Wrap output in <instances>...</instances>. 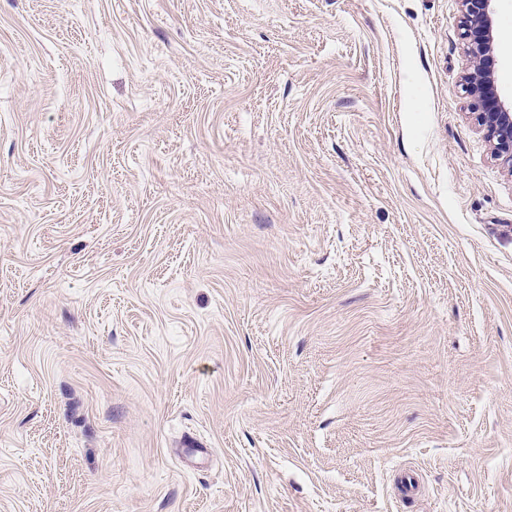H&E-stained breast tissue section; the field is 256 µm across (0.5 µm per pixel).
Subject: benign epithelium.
<instances>
[{
  "label": "benign epithelium",
  "mask_w": 512,
  "mask_h": 512,
  "mask_svg": "<svg viewBox=\"0 0 512 512\" xmlns=\"http://www.w3.org/2000/svg\"><path fill=\"white\" fill-rule=\"evenodd\" d=\"M467 50L471 60L485 56L494 42L495 0H461ZM464 93L472 98V115L492 146L494 157L512 173V98L501 97L490 76L476 70L467 77Z\"/></svg>",
  "instance_id": "benign-epithelium-1"
}]
</instances>
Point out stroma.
I'll list each match as a JSON object with an SVG mask.
<instances>
[{"mask_svg":"<svg viewBox=\"0 0 512 512\" xmlns=\"http://www.w3.org/2000/svg\"><path fill=\"white\" fill-rule=\"evenodd\" d=\"M461 32L0 0V512H512V173Z\"/></svg>","mask_w":512,"mask_h":512,"instance_id":"stroma-1","label":"stroma"}]
</instances>
